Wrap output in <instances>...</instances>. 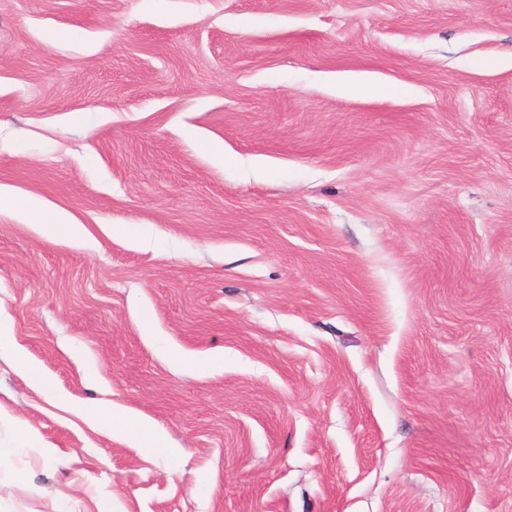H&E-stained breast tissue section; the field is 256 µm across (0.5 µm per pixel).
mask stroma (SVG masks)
<instances>
[{
    "label": "stroma",
    "instance_id": "35a3bbf8",
    "mask_svg": "<svg viewBox=\"0 0 512 512\" xmlns=\"http://www.w3.org/2000/svg\"><path fill=\"white\" fill-rule=\"evenodd\" d=\"M509 52L512 0H0V185L86 227L0 212V512H512ZM84 412L100 425L117 426L128 434L148 441L149 447H159V442L152 438L150 427L142 420L125 415L112 406H91L85 408Z\"/></svg>",
    "mask_w": 512,
    "mask_h": 512
}]
</instances>
